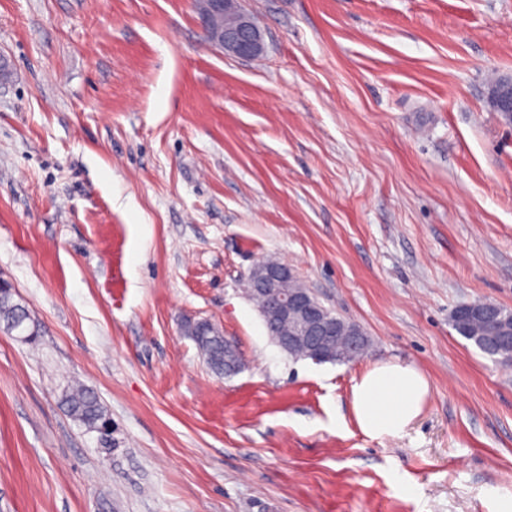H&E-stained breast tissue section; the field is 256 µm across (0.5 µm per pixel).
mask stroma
I'll use <instances>...</instances> for the list:
<instances>
[{
    "instance_id": "obj_1",
    "label": "stroma",
    "mask_w": 512,
    "mask_h": 512,
    "mask_svg": "<svg viewBox=\"0 0 512 512\" xmlns=\"http://www.w3.org/2000/svg\"><path fill=\"white\" fill-rule=\"evenodd\" d=\"M219 51L196 0H0V512H501L512 369L454 330L512 309V0H243ZM290 266L369 350L294 360L247 295ZM206 319L246 366L213 373ZM430 392L373 439L356 378ZM93 390L112 428L74 419ZM201 23L224 53L251 58L264 52V37L254 17L239 0H204ZM220 22V23H219ZM489 102L495 112L512 120V76L500 77L491 88ZM0 324H4L8 332L21 327L30 340L39 334L29 309L14 301L12 287L5 280H0ZM429 390L428 380L413 365L379 364L355 379L352 412L365 435H397L420 416Z\"/></svg>"
}]
</instances>
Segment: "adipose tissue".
Returning <instances> with one entry per match:
<instances>
[{"mask_svg": "<svg viewBox=\"0 0 512 512\" xmlns=\"http://www.w3.org/2000/svg\"><path fill=\"white\" fill-rule=\"evenodd\" d=\"M429 390L428 380L413 365L379 364L355 380L352 412L365 435H396L420 416Z\"/></svg>", "mask_w": 512, "mask_h": 512, "instance_id": "1", "label": "adipose tissue"}]
</instances>
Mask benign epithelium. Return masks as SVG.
Masks as SVG:
<instances>
[{"label":"benign epithelium","instance_id":"obj_1","mask_svg":"<svg viewBox=\"0 0 512 512\" xmlns=\"http://www.w3.org/2000/svg\"><path fill=\"white\" fill-rule=\"evenodd\" d=\"M205 2L201 23L219 48L238 58H251L264 52L262 30L254 17L240 6V0ZM489 102L506 120H512V76L501 77L495 82ZM250 277L254 288L265 295L266 328L269 335L278 337L281 350L305 348L321 355L335 349L336 321L320 314L303 290L288 289V282L295 279L288 265L277 262L258 264ZM224 349L228 354L224 375L230 377L242 370L244 358L228 338L224 339Z\"/></svg>","mask_w":512,"mask_h":512}]
</instances>
